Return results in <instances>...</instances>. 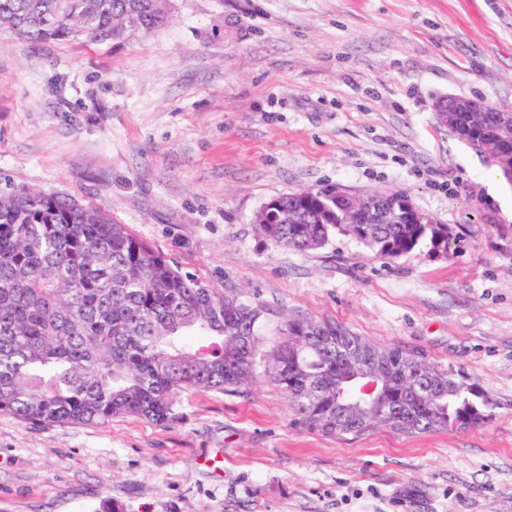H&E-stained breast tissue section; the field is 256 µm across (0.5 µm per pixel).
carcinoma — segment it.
Instances as JSON below:
<instances>
[{"label": "carcinoma", "instance_id": "1", "mask_svg": "<svg viewBox=\"0 0 512 512\" xmlns=\"http://www.w3.org/2000/svg\"><path fill=\"white\" fill-rule=\"evenodd\" d=\"M159 0H0V25L32 45L64 35L91 42L146 36L164 27ZM448 130L484 151L482 136L512 150V115L457 112ZM288 224L254 219L257 233L296 251L323 247L335 231L376 256L396 259L428 245L448 257L446 224H348L331 188L277 197ZM269 377L299 426L361 435L483 425L494 403L459 372L417 360L329 321L285 325ZM266 337L262 311L182 273L160 251L93 205L45 191L0 192V415L43 425H98L134 416L175 419L185 389L235 392L254 377ZM379 368L378 400L355 392L350 364Z\"/></svg>", "mask_w": 512, "mask_h": 512}]
</instances>
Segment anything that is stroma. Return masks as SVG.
Listing matches in <instances>:
<instances>
[{
	"mask_svg": "<svg viewBox=\"0 0 512 512\" xmlns=\"http://www.w3.org/2000/svg\"><path fill=\"white\" fill-rule=\"evenodd\" d=\"M147 36L35 46L0 27V190L106 205L183 272L260 307L268 347L330 320L494 401L480 427L296 426L259 359L237 393L180 392L159 426L0 416V512H512V214L437 99L512 104V0H169ZM407 194L457 239L382 259L336 232L258 235L281 194Z\"/></svg>",
	"mask_w": 512,
	"mask_h": 512,
	"instance_id": "stroma-1",
	"label": "stroma"
}]
</instances>
